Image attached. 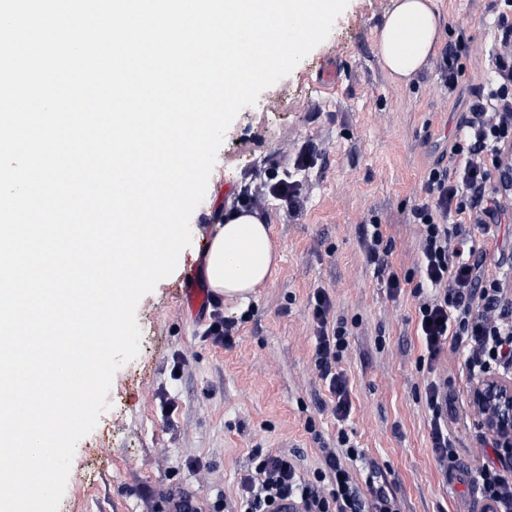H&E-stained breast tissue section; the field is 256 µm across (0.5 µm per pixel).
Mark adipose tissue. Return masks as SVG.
Instances as JSON below:
<instances>
[{
  "instance_id": "adipose-tissue-1",
  "label": "adipose tissue",
  "mask_w": 512,
  "mask_h": 512,
  "mask_svg": "<svg viewBox=\"0 0 512 512\" xmlns=\"http://www.w3.org/2000/svg\"><path fill=\"white\" fill-rule=\"evenodd\" d=\"M413 26L416 37L403 44L401 34ZM441 19L433 0H395L380 29L378 47L390 77L402 82L418 72L439 43ZM271 229L255 214L234 212L216 225L210 241L205 277L209 287L227 298L246 299L277 265Z\"/></svg>"
}]
</instances>
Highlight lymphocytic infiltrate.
I'll return each instance as SVG.
<instances>
[{"label": "lymphocytic infiltrate", "mask_w": 512, "mask_h": 512, "mask_svg": "<svg viewBox=\"0 0 512 512\" xmlns=\"http://www.w3.org/2000/svg\"><path fill=\"white\" fill-rule=\"evenodd\" d=\"M494 38L487 52L493 70L471 93L459 133L450 148L452 161L431 168L424 181L425 198L413 208L411 221L419 231L417 333L435 362L444 347L461 350L468 371L512 366V278L486 250L475 249L474 237L497 241L502 225L512 224V0L494 15ZM301 181L268 178L257 190L242 192L240 207L257 209L262 196L300 210L305 196ZM470 233H463V225ZM368 261L388 288L398 291L406 282L389 260L391 243L378 222H371L363 238ZM314 329V370L333 402L337 420L351 411L350 390L338 364L348 346L344 322L330 318L333 304L325 289L311 298ZM425 403L431 414L433 447L442 469H451L456 451L444 419L438 387L428 384ZM337 448L322 451L323 465L312 478H302L294 460L284 453L260 448L251 453V466L238 482V512H275L282 499L296 500L301 512H398L394 497L377 471L356 482L349 462L363 452L339 431ZM483 512H512V467L483 465L479 472Z\"/></svg>", "instance_id": "f902f5d3"}]
</instances>
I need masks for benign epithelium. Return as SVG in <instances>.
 <instances>
[{
	"label": "benign epithelium",
	"mask_w": 512,
	"mask_h": 512,
	"mask_svg": "<svg viewBox=\"0 0 512 512\" xmlns=\"http://www.w3.org/2000/svg\"><path fill=\"white\" fill-rule=\"evenodd\" d=\"M469 404L478 427L496 440L503 463L512 465V372L475 374Z\"/></svg>",
	"instance_id": "7a95c632"
}]
</instances>
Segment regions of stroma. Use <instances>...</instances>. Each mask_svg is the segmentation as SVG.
<instances>
[{
    "mask_svg": "<svg viewBox=\"0 0 512 512\" xmlns=\"http://www.w3.org/2000/svg\"><path fill=\"white\" fill-rule=\"evenodd\" d=\"M393 0H349L328 38L293 71L244 108L226 132L201 204L190 218L193 244L173 275L138 303L143 335L138 357L115 374L111 415L76 447L61 505L65 512H171L188 495L200 512L233 505L252 449L292 457L301 476L323 463L322 447L346 430L362 448L358 474L374 469L400 512H468L488 436L469 407L471 382L463 356L445 348L433 371L420 369L410 288L392 294L367 261L361 227L384 226L399 274H416L419 234L412 209L423 180L450 163L448 141L463 117L433 63L408 83L394 82L377 46ZM442 41L465 32L473 44L491 39L490 0H435ZM335 64L339 89L319 75ZM306 142L318 162L303 174L307 201L288 213L263 201L257 214L272 231L279 261L249 301L222 300L237 319L232 346L206 339L208 315L184 314L173 292L180 274L203 277L206 256L196 241L236 210L240 189L283 169ZM325 289L333 313L349 330L340 363L350 386L349 418L337 421L312 356L309 299ZM180 375H173L174 358ZM436 381L448 398V426L457 451L445 480L432 447L425 386Z\"/></svg>",
    "mask_w": 512,
    "mask_h": 512,
    "instance_id": "35a3bbf8",
    "label": "stroma"
}]
</instances>
